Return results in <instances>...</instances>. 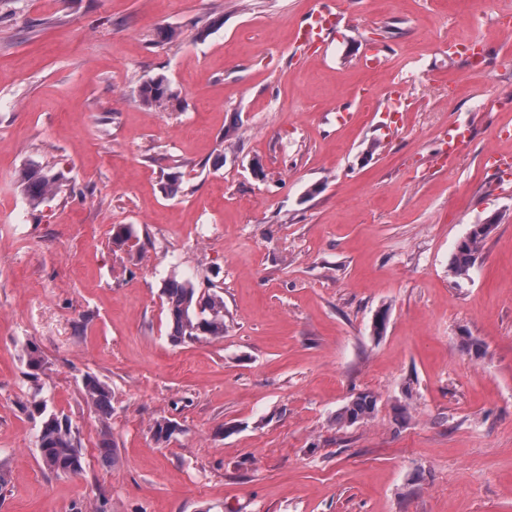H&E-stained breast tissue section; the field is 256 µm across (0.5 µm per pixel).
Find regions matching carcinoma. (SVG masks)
I'll return each mask as SVG.
<instances>
[{"label":"carcinoma","instance_id":"1","mask_svg":"<svg viewBox=\"0 0 512 512\" xmlns=\"http://www.w3.org/2000/svg\"><path fill=\"white\" fill-rule=\"evenodd\" d=\"M142 105L148 108L166 109L172 105L176 95L168 78L157 75L143 83L138 91ZM18 179L23 184L29 202L33 205L54 196L63 179L60 172L25 168L19 171ZM489 233L479 231L460 240L449 264L456 278H465L476 267L481 257L483 244ZM169 318L170 336L178 341L218 340L224 338V297L217 289L200 291V286L189 278L169 279L162 290ZM23 359L36 377L44 371V363L34 346L24 350ZM81 393L86 402L101 419L112 415V391L96 376L86 374L81 379ZM377 397L372 393H360L349 401L337 414L339 426L353 425L370 418L377 408ZM39 417L37 448L44 466L59 475L76 476L83 471L79 441L68 419L58 415L44 399L34 402ZM179 425L169 419L157 420L153 424L157 440L168 442Z\"/></svg>","mask_w":512,"mask_h":512}]
</instances>
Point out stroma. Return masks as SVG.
I'll list each match as a JSON object with an SVG mask.
<instances>
[{
  "instance_id": "1",
  "label": "stroma",
  "mask_w": 512,
  "mask_h": 512,
  "mask_svg": "<svg viewBox=\"0 0 512 512\" xmlns=\"http://www.w3.org/2000/svg\"><path fill=\"white\" fill-rule=\"evenodd\" d=\"M316 7L0 0V512H512V191L483 160L512 156V29L495 22L512 0H336L341 23L296 55ZM475 40L483 77L448 57ZM408 67L413 109L381 118ZM160 74L178 99L146 108ZM457 126L464 153L429 169ZM33 166L66 178L37 207L16 179ZM491 219L454 277L458 241ZM174 276L215 279L223 339L171 338ZM88 373L112 389L108 424ZM362 392L374 417L336 426ZM37 396L70 418L80 475L43 466ZM161 418L182 428L164 444ZM489 232H475L460 240L449 264V270L456 278L469 277L481 257V251ZM81 393L102 421L111 417L112 391L108 385L101 382L96 376L86 374L81 379Z\"/></svg>"
}]
</instances>
